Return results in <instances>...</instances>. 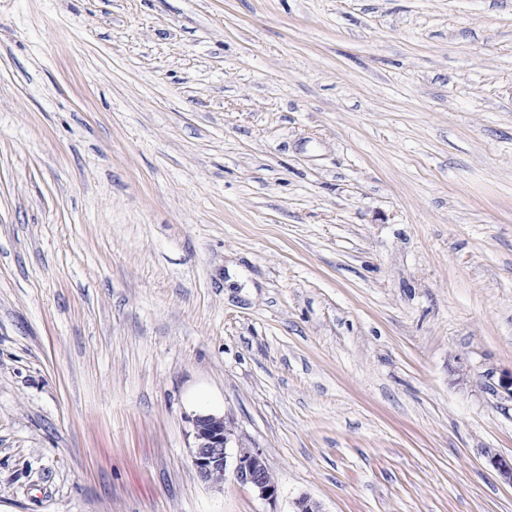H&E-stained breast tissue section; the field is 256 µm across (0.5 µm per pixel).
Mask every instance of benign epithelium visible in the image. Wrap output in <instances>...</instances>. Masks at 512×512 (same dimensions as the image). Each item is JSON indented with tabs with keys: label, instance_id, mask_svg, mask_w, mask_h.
<instances>
[{
	"label": "benign epithelium",
	"instance_id": "1",
	"mask_svg": "<svg viewBox=\"0 0 512 512\" xmlns=\"http://www.w3.org/2000/svg\"><path fill=\"white\" fill-rule=\"evenodd\" d=\"M194 446L192 463L200 479L214 488H221L231 475L238 483L251 487L260 498L272 500L277 484L263 463L259 451L252 448H230L231 425L222 416L201 413L192 419ZM489 464L512 484V459L485 451Z\"/></svg>",
	"mask_w": 512,
	"mask_h": 512
}]
</instances>
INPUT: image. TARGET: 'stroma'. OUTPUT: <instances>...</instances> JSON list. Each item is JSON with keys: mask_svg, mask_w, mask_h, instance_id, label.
Here are the masks:
<instances>
[{"mask_svg": "<svg viewBox=\"0 0 512 512\" xmlns=\"http://www.w3.org/2000/svg\"><path fill=\"white\" fill-rule=\"evenodd\" d=\"M509 372L512 0H0L7 512H512ZM192 424V463L203 482L220 489L231 471L235 481L251 487L261 499L275 498L277 484L270 478L259 451L252 448H230L233 430L224 416L201 413L195 415ZM232 449L234 460L230 465Z\"/></svg>", "mask_w": 512, "mask_h": 512, "instance_id": "1", "label": "stroma"}]
</instances>
